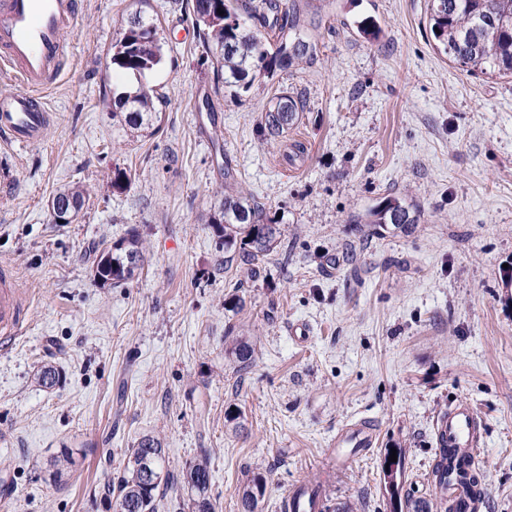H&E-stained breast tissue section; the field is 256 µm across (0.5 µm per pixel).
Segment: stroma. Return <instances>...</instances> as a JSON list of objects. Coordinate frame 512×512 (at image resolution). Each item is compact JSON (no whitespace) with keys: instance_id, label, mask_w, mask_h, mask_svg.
I'll return each instance as SVG.
<instances>
[{"instance_id":"1","label":"stroma","mask_w":512,"mask_h":512,"mask_svg":"<svg viewBox=\"0 0 512 512\" xmlns=\"http://www.w3.org/2000/svg\"><path fill=\"white\" fill-rule=\"evenodd\" d=\"M77 2L70 52L42 93L47 138L0 143V264L30 299L0 345V512H114L105 489L146 434L168 471L208 456L216 512H239L257 472V512H281L316 481L323 512H389L388 448L405 452L404 492L444 512L428 475L434 421L454 401L483 420L479 512H512V80L455 69L434 46L427 0H296L316 61L242 93L216 84L191 16L150 0L166 38L149 76L162 121L106 154L122 132L100 94L135 84L110 59L136 5ZM283 92L305 111L260 137ZM297 143L304 154L286 162ZM228 164L288 246L255 279L225 264L208 224ZM118 166L132 173L121 191ZM75 183L88 188L77 220L54 223L53 194ZM389 195L418 224H367ZM133 233L146 248L135 278L95 280L92 246ZM298 324L305 338L290 334ZM230 332L256 341L246 374L226 352ZM44 365L62 373L54 388L35 380ZM359 420L373 446L335 449ZM64 448L79 457L57 479ZM266 477L261 473H254L243 485L242 491H239V498L242 512H254L259 501L266 492Z\"/></svg>"}]
</instances>
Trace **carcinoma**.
<instances>
[{
	"instance_id": "carcinoma-1",
	"label": "carcinoma",
	"mask_w": 512,
	"mask_h": 512,
	"mask_svg": "<svg viewBox=\"0 0 512 512\" xmlns=\"http://www.w3.org/2000/svg\"><path fill=\"white\" fill-rule=\"evenodd\" d=\"M184 10L192 15L206 52L211 54L214 78L224 85L245 92L258 89L264 79L278 70L311 64L317 57V42L307 39L300 27L299 11L281 0H186ZM224 14H219V11ZM428 24L435 41L443 47L450 62L472 75L512 78V0H428ZM164 37L156 20L139 10L130 15L119 38L112 43V64L135 78L137 86L124 91L102 93L100 102L134 132L153 120V89L146 83L164 56ZM304 103L291 95L270 100L258 125L260 135L279 136L294 126ZM233 169L224 166V199L211 216L219 233V245L232 253L237 266L251 276L260 274L261 264L281 246V231L265 222V206L250 200L235 186ZM88 189L70 185L56 197L72 204L73 216H79ZM371 223L391 224L407 229L418 223L419 215L396 197L384 198L371 213ZM144 264L141 239L132 234L125 240L99 251L94 278L119 286L133 279ZM227 353L238 370H249L255 348L248 336H234ZM60 372L53 366L41 367L35 379L45 388L60 383ZM397 462L382 467L384 488L392 512H429L426 501L402 497L406 477L405 455L396 449ZM165 449L158 438L146 435L127 450L116 483L108 486L115 495L116 512H158L162 507L157 491L163 484L179 485L187 491L192 512H215L210 496L211 470L207 459L189 465L181 477L164 470ZM154 471V482L146 479V468ZM432 477L439 507L448 508V482L456 479L468 489L482 484L469 460L458 467H434ZM266 477L254 474L239 492L241 512H255L266 492ZM303 497L315 512L322 510L320 486H303L293 492Z\"/></svg>"
}]
</instances>
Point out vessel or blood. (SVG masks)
I'll use <instances>...</instances> for the list:
<instances>
[{
  "mask_svg": "<svg viewBox=\"0 0 512 512\" xmlns=\"http://www.w3.org/2000/svg\"><path fill=\"white\" fill-rule=\"evenodd\" d=\"M77 19V0H0V68L19 82L13 94L0 97V142L22 147L45 138L52 116L41 97L59 76L68 44L66 35ZM24 296L9 265L0 266V339L18 335L24 320ZM481 420L461 401L435 421L439 443L475 455ZM367 422L347 427L336 437L340 448L372 447Z\"/></svg>",
  "mask_w": 512,
  "mask_h": 512,
  "instance_id": "1",
  "label": "vessel or blood"
}]
</instances>
